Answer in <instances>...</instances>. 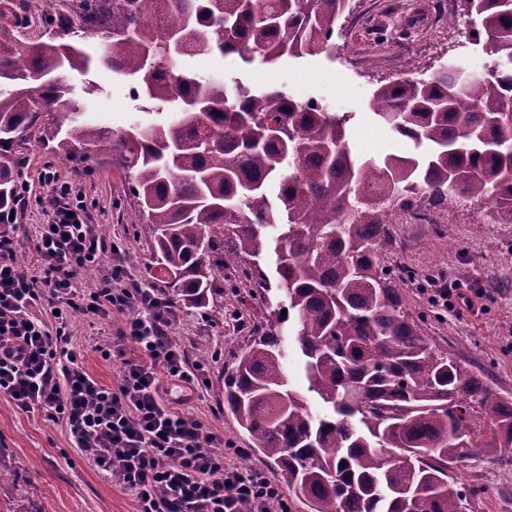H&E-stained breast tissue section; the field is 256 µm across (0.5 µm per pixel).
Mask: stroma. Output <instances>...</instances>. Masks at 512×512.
<instances>
[{
    "instance_id": "stroma-1",
    "label": "stroma",
    "mask_w": 512,
    "mask_h": 512,
    "mask_svg": "<svg viewBox=\"0 0 512 512\" xmlns=\"http://www.w3.org/2000/svg\"><path fill=\"white\" fill-rule=\"evenodd\" d=\"M459 0H351L324 53L271 65L245 63L237 55L196 56L181 67L204 78H240L254 87L275 86L300 101L315 99L329 111L347 115L348 146L360 157L405 156L409 141L393 134L374 115L375 89L389 81L425 78L439 65L478 72L487 63L483 43L468 35ZM76 98L86 118L123 130L140 120L128 82L97 69L74 75ZM97 86L86 93L87 83ZM24 160L22 179L30 187L28 204L17 219L20 252L33 265L32 241L44 223L47 199L42 180L80 188L87 220L106 241L122 242L125 275L144 288L157 287L149 231L131 200L127 178L115 168L83 171L62 165L39 126L16 145ZM482 206L448 207L436 224H392L382 242L386 265L399 275L407 312L422 319L426 336L484 376L492 389L512 396V224H486ZM452 286L472 297L473 310L456 312L433 303L437 289ZM264 317L263 307L236 274L224 276V294L211 310L182 311L175 336L190 360L205 364L209 385L183 405L185 413L251 447L217 391L232 366V353L246 345ZM119 319L97 320L74 314L68 332L83 351L82 365L104 384H115L118 370L95 346L118 328ZM459 483L484 487L466 512H512V452L502 460H463L453 466ZM130 492L72 448L66 430L26 413L0 395V512H136Z\"/></svg>"
}]
</instances>
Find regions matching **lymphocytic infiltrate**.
<instances>
[{
  "mask_svg": "<svg viewBox=\"0 0 512 512\" xmlns=\"http://www.w3.org/2000/svg\"><path fill=\"white\" fill-rule=\"evenodd\" d=\"M46 221L38 225L33 269L17 262L10 212L0 209V394L24 412L63 425L70 444L99 470L117 474L137 512H288L283 488L235 465L242 449L179 407L204 384L172 329L175 309L153 288L105 265L123 247L88 224L82 194L48 179ZM99 271L91 287L84 274ZM122 315L98 344L119 366L106 385L81 364L68 325L73 313Z\"/></svg>",
  "mask_w": 512,
  "mask_h": 512,
  "instance_id": "f902f5d3",
  "label": "lymphocytic infiltrate"
}]
</instances>
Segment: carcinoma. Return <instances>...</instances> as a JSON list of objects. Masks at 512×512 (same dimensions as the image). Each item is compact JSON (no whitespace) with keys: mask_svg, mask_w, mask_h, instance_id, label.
<instances>
[{"mask_svg":"<svg viewBox=\"0 0 512 512\" xmlns=\"http://www.w3.org/2000/svg\"><path fill=\"white\" fill-rule=\"evenodd\" d=\"M349 0H53L58 35L21 47L28 14L0 3V208L20 187L13 145L41 118L58 159L118 167L152 226L155 279L202 311L219 274L250 264L261 331L233 357L224 408L310 512H465L480 492L449 474L512 448V397L436 348L402 308L380 243L390 203L483 201L512 220V0H460L487 34L489 74L446 66L374 93V114L419 153L360 159L348 116L240 79L175 71L185 56L275 64L328 50ZM97 65L133 82L146 122L81 118L67 75ZM207 249L198 250L200 241ZM275 254L274 278L264 270ZM282 297L284 302H273ZM287 315H282V311ZM298 347L302 385L288 373ZM325 407L311 410L309 399Z\"/></svg>","mask_w":512,"mask_h":512,"instance_id":"1","label":"carcinoma"}]
</instances>
